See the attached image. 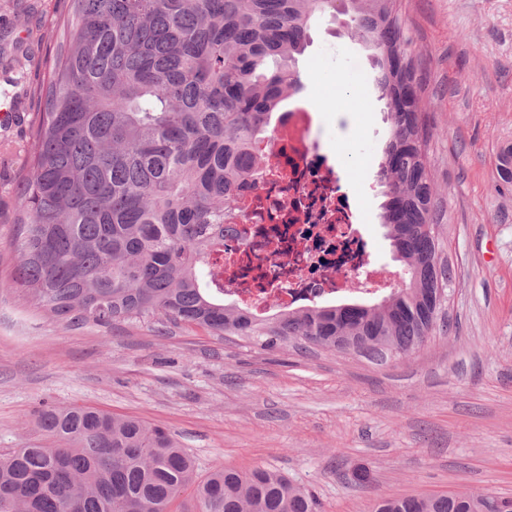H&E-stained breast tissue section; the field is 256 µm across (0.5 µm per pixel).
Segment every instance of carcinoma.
Segmentation results:
<instances>
[{"instance_id":"obj_1","label":"carcinoma","mask_w":512,"mask_h":512,"mask_svg":"<svg viewBox=\"0 0 512 512\" xmlns=\"http://www.w3.org/2000/svg\"><path fill=\"white\" fill-rule=\"evenodd\" d=\"M62 41L25 147L19 254L8 287L72 326L163 317L263 350L367 345L407 355L434 331L452 270L438 261L427 123L397 0H64ZM346 15L345 35L378 53L390 135L378 180L382 224L403 262L379 303L288 309L271 318L224 303V209L261 159L272 113L301 89L312 20ZM497 172L512 184V145ZM54 439L0 456V512H320L278 470L220 467L200 478L160 427L84 406L51 408ZM492 492L384 498L373 512H501Z\"/></svg>"}]
</instances>
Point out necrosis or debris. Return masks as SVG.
Segmentation results:
<instances>
[{
  "mask_svg": "<svg viewBox=\"0 0 512 512\" xmlns=\"http://www.w3.org/2000/svg\"><path fill=\"white\" fill-rule=\"evenodd\" d=\"M254 151L263 163L224 213L227 295L262 315L272 298L286 309L391 287L371 261L349 195L319 146L311 107L280 113Z\"/></svg>",
  "mask_w": 512,
  "mask_h": 512,
  "instance_id": "obj_1",
  "label": "necrosis or debris"
}]
</instances>
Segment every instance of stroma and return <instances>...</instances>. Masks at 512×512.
Here are the masks:
<instances>
[{
  "label": "stroma",
  "mask_w": 512,
  "mask_h": 512,
  "mask_svg": "<svg viewBox=\"0 0 512 512\" xmlns=\"http://www.w3.org/2000/svg\"><path fill=\"white\" fill-rule=\"evenodd\" d=\"M63 0H0V49L36 87L56 48ZM430 139L434 221L453 270L446 330L376 362L287 345L264 351L188 323L72 327L7 288L10 242L43 102L30 95L0 128V454L45 442L38 410L83 405L166 430L199 475L280 470L321 512H371L386 497L490 491L512 497V0H401ZM323 16L299 59L321 147L342 168L375 264L400 279L376 180L389 136L378 70L360 40ZM344 86H337V77ZM20 84V85H21ZM370 478L355 481V468Z\"/></svg>",
  "instance_id": "obj_1"
}]
</instances>
